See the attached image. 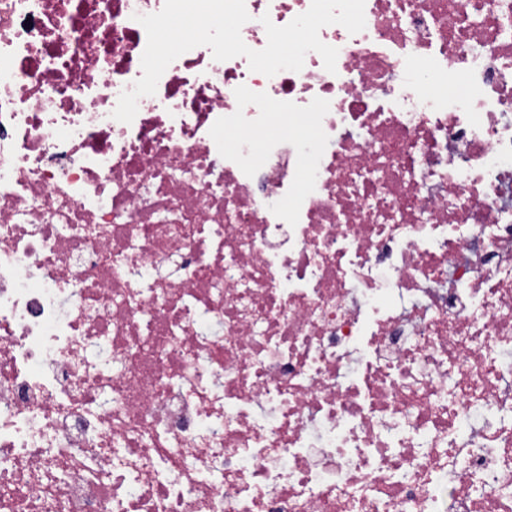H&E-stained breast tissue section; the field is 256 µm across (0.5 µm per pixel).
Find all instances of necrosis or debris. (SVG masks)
<instances>
[{"label": "necrosis or debris", "mask_w": 512, "mask_h": 512, "mask_svg": "<svg viewBox=\"0 0 512 512\" xmlns=\"http://www.w3.org/2000/svg\"><path fill=\"white\" fill-rule=\"evenodd\" d=\"M164 2L0 0V512H512V0Z\"/></svg>", "instance_id": "necrosis-or-debris-1"}]
</instances>
